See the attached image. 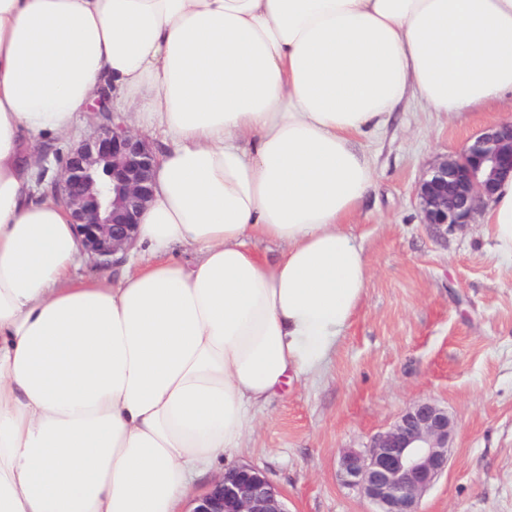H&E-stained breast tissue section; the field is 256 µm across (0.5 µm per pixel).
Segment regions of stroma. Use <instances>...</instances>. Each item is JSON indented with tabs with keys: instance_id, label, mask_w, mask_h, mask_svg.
Listing matches in <instances>:
<instances>
[{
	"instance_id": "stroma-1",
	"label": "stroma",
	"mask_w": 512,
	"mask_h": 512,
	"mask_svg": "<svg viewBox=\"0 0 512 512\" xmlns=\"http://www.w3.org/2000/svg\"><path fill=\"white\" fill-rule=\"evenodd\" d=\"M509 121L511 94L453 115L411 98L360 138L375 177L347 224L370 269L362 299L323 368L250 411L254 427L224 469H260L289 512H373L341 482V452L430 400L456 433L420 512H512V258L498 254L483 212L438 237L414 199L435 160Z\"/></svg>"
}]
</instances>
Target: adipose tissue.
Listing matches in <instances>:
<instances>
[{
	"label": "adipose tissue",
	"mask_w": 512,
	"mask_h": 512,
	"mask_svg": "<svg viewBox=\"0 0 512 512\" xmlns=\"http://www.w3.org/2000/svg\"><path fill=\"white\" fill-rule=\"evenodd\" d=\"M106 91L162 141L114 282L73 276L83 242L27 160ZM412 92L512 94V0H0V512H180L347 327L357 140ZM486 222L512 256V176Z\"/></svg>",
	"instance_id": "1"
}]
</instances>
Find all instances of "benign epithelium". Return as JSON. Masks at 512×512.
<instances>
[{
    "label": "benign epithelium",
    "instance_id": "benign-epithelium-1",
    "mask_svg": "<svg viewBox=\"0 0 512 512\" xmlns=\"http://www.w3.org/2000/svg\"><path fill=\"white\" fill-rule=\"evenodd\" d=\"M96 100L97 129L72 145L60 162L50 191L71 213L86 249L101 263L127 250L137 218L153 196L156 152L107 105ZM512 175V122L486 127L458 156L434 163L416 189L424 218L437 236L470 222L503 177ZM455 423L448 410L421 400L361 450L339 461L343 484L376 505L377 512H419L422 495L448 470ZM190 512H288L282 491L260 470L226 471L192 502Z\"/></svg>",
    "mask_w": 512,
    "mask_h": 512
}]
</instances>
